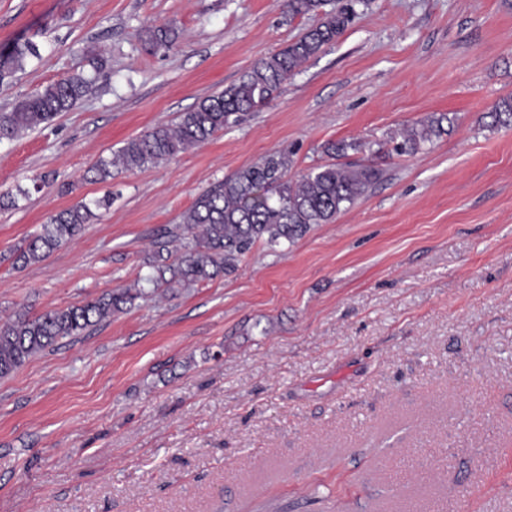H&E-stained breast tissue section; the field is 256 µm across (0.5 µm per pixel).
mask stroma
<instances>
[{"label": "stroma", "mask_w": 512, "mask_h": 512, "mask_svg": "<svg viewBox=\"0 0 512 512\" xmlns=\"http://www.w3.org/2000/svg\"><path fill=\"white\" fill-rule=\"evenodd\" d=\"M285 0H0V47L40 55L0 112L106 58L51 124L0 142V320L146 276L158 229L264 155L289 179L330 143L386 177L328 224L169 291L0 379V512H512V0H370L269 104L107 183L99 158L224 90L310 26ZM174 26L148 52V30ZM453 124L414 155L391 132ZM48 181L33 191L40 176ZM111 196L43 262L48 217Z\"/></svg>", "instance_id": "obj_1"}]
</instances>
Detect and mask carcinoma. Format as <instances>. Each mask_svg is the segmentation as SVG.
I'll use <instances>...</instances> for the list:
<instances>
[{
	"mask_svg": "<svg viewBox=\"0 0 512 512\" xmlns=\"http://www.w3.org/2000/svg\"><path fill=\"white\" fill-rule=\"evenodd\" d=\"M368 0H288L293 16H309L314 23L279 52L262 58L223 91L202 99L177 114L169 124L158 125L128 139L110 158L91 168L92 180L105 182L123 171L156 165L210 140L244 114L266 106L280 84L309 59L336 42L357 15L356 7ZM177 38L172 27L149 31L151 50L170 47ZM40 57L38 46L19 40L0 51V83L25 71L29 58ZM106 60L92 63V72L61 78L18 100L0 112V141L47 125L70 111L93 90ZM492 125H512V95L499 99L490 112ZM445 115H430L389 137L398 155L415 154L445 133ZM288 155L273 152L261 161L203 191L182 215L180 224L165 228L154 242L148 265L150 274L129 287H117L83 305L56 308L36 316L16 315L0 324V378L13 374L31 357L54 349L65 339L80 336L135 301L162 288L190 287L220 275H229L256 243L276 251L294 244L316 224H328L376 183L384 170L373 165L332 162L316 167L292 183L288 181ZM108 197L81 201L48 217L41 230L16 261L21 266L46 260L74 240L92 218L93 209H106ZM179 243L178 257L165 256L169 244Z\"/></svg>",
	"mask_w": 512,
	"mask_h": 512,
	"instance_id": "cac0c4a2",
	"label": "carcinoma"
}]
</instances>
